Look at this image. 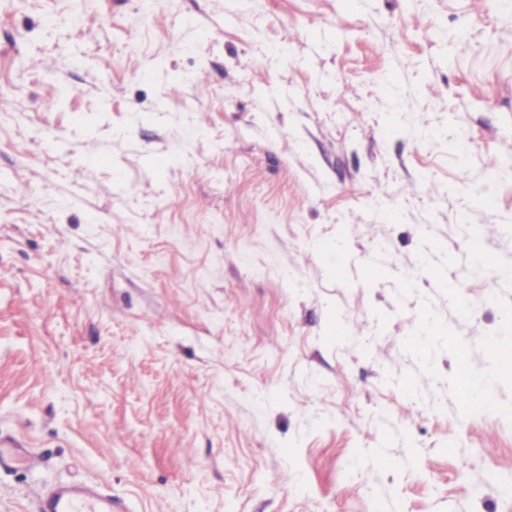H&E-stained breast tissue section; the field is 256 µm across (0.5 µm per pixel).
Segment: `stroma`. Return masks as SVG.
Listing matches in <instances>:
<instances>
[{"label": "stroma", "mask_w": 512, "mask_h": 512, "mask_svg": "<svg viewBox=\"0 0 512 512\" xmlns=\"http://www.w3.org/2000/svg\"><path fill=\"white\" fill-rule=\"evenodd\" d=\"M1 96L0 512H512V11L0 0ZM512 177V163L491 156L482 172L470 182V191L477 199H484L491 183ZM24 444L12 439L0 438V469H8L12 465L20 463L26 465L30 469H37L40 462L37 458L30 455L24 448ZM35 500L38 512H126L121 499L90 485L41 488Z\"/></svg>", "instance_id": "stroma-1"}]
</instances>
